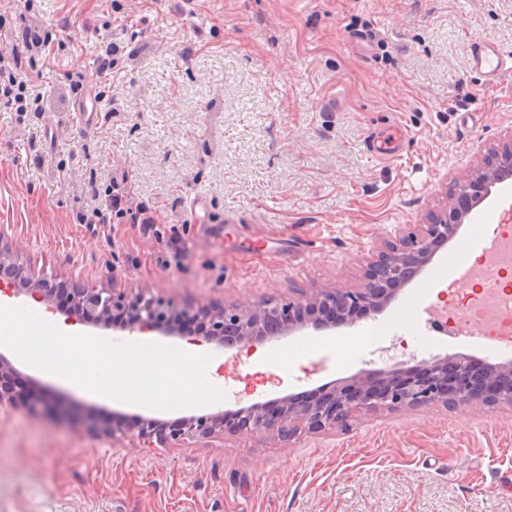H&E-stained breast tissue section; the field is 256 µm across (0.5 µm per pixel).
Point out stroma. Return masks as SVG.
I'll return each instance as SVG.
<instances>
[{
    "mask_svg": "<svg viewBox=\"0 0 512 512\" xmlns=\"http://www.w3.org/2000/svg\"><path fill=\"white\" fill-rule=\"evenodd\" d=\"M0 0L10 28L67 25L43 61L45 115L0 108V225L36 276L177 309L242 298H299L359 287L363 265L396 231L447 203L445 187L512 135V76L495 86L469 60L480 37L512 53V0ZM134 60L113 73L108 114L83 131L64 75L103 83L95 48ZM403 128L396 160L376 130ZM124 180L153 234L105 200ZM205 210L192 218L189 202ZM98 209L96 223L83 217ZM466 221L447 250L379 315L255 347L218 351L225 398L202 413L343 384L455 354L492 362L512 348L429 330L418 316L448 294L472 233L512 218V190ZM186 251L166 266L171 244ZM298 350L281 363L279 351ZM31 391L65 419L0 412V512H512V410H378L348 429L199 437L185 447L129 433L90 437V418L173 421L97 400L17 362Z\"/></svg>",
    "mask_w": 512,
    "mask_h": 512,
    "instance_id": "stroma-1",
    "label": "stroma"
}]
</instances>
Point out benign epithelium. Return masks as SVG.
<instances>
[{
    "mask_svg": "<svg viewBox=\"0 0 512 512\" xmlns=\"http://www.w3.org/2000/svg\"><path fill=\"white\" fill-rule=\"evenodd\" d=\"M510 179L512 141L493 148L482 163L459 172L449 186L448 206L430 212L424 224L399 230L395 240L385 243L376 257L367 260L359 288L327 286L304 300L262 305L238 300L216 310L201 308L193 313L206 325L201 338L220 349L252 346L308 326L326 328L328 324L320 318L328 310L336 312L338 321L346 325L355 323L359 312L365 316L382 312L401 288L457 235L471 210L488 198L496 185ZM7 239V228L1 224L0 288L8 290L9 294H23L51 305L55 292L62 289L72 298V317L83 324L106 328L112 312L130 310L135 319L127 325L129 332L176 334V324L169 318L176 309L149 291L141 290L128 299L113 289L70 288L64 282L36 279L4 249ZM475 366L476 359L456 354L450 359L405 369L356 376L322 399L306 405H298L284 396L278 400L275 410L267 403L257 402L237 411L187 416L172 430L160 427L153 419L143 420L134 430L143 439L154 438L161 444L181 446L215 432L289 436L298 422L310 430L344 427L379 408L417 410L438 404L463 405L476 413H487L496 406L512 408V362L489 365L480 378L474 375ZM19 378L17 368L0 353V410L13 408L21 401L27 407L41 405L57 414H65L64 408L22 390ZM124 430L125 427L113 420L92 421L87 425L88 435L96 439H110Z\"/></svg>",
    "mask_w": 512,
    "mask_h": 512,
    "instance_id": "benign-epithelium-1",
    "label": "benign epithelium"
}]
</instances>
